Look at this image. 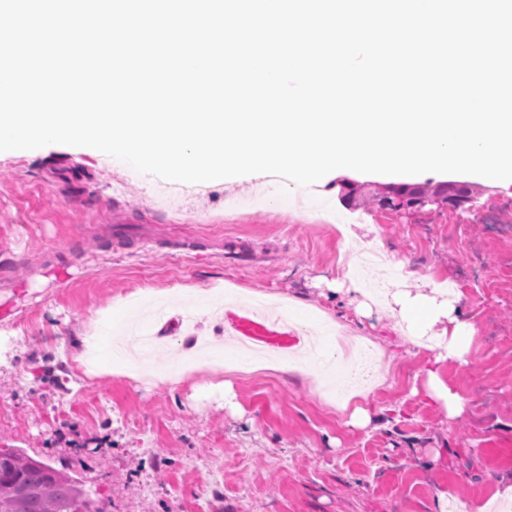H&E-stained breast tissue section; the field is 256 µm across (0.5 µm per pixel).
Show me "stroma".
<instances>
[{
	"label": "stroma",
	"mask_w": 512,
	"mask_h": 512,
	"mask_svg": "<svg viewBox=\"0 0 512 512\" xmlns=\"http://www.w3.org/2000/svg\"><path fill=\"white\" fill-rule=\"evenodd\" d=\"M373 195L389 182L353 170L313 187L302 206L263 180L175 189L52 144L0 154V447L78 478L98 512H441L438 496L488 505L512 483V186L429 174L421 187H469L494 199L489 224L448 234L453 210L367 208L360 238L404 265L423 292L460 283L476 339L467 364L414 349L387 306L358 314L332 226L305 213L346 212L347 183ZM273 291L318 307L344 338L382 351L378 390L336 401L301 369L197 368L150 383L87 364L137 318L152 289ZM155 366L192 338L219 352L225 333L289 336L292 326L237 301L205 302L191 325L151 324ZM469 402L451 417L424 390L428 369ZM367 421L351 425L355 408Z\"/></svg>",
	"instance_id": "35a3bbf8"
}]
</instances>
